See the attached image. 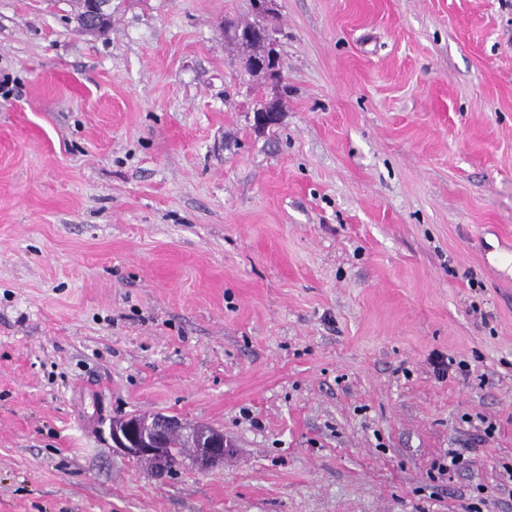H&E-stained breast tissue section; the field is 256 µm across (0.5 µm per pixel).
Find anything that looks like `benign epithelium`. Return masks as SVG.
<instances>
[{
  "instance_id": "7a95c632",
  "label": "benign epithelium",
  "mask_w": 512,
  "mask_h": 512,
  "mask_svg": "<svg viewBox=\"0 0 512 512\" xmlns=\"http://www.w3.org/2000/svg\"><path fill=\"white\" fill-rule=\"evenodd\" d=\"M79 29L87 35H98L111 21V0H82V8L76 16ZM227 33L242 47L254 42L265 46V53L258 59H252V65L265 76V84L273 88L280 86L282 72L277 50V30L268 25L259 30L250 27L230 26ZM263 106L254 108L255 124L264 129L278 120L280 109L276 97H262ZM178 432L192 448L189 460L199 470H209L224 465V461L235 455L231 442L224 439V433L194 426L186 421L164 414L146 417H129L112 422L110 435L112 447L129 458H144L163 467L169 463L168 436Z\"/></svg>"
}]
</instances>
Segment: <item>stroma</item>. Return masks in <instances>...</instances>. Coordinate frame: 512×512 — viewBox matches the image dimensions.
Masks as SVG:
<instances>
[{"label": "stroma", "mask_w": 512, "mask_h": 512, "mask_svg": "<svg viewBox=\"0 0 512 512\" xmlns=\"http://www.w3.org/2000/svg\"><path fill=\"white\" fill-rule=\"evenodd\" d=\"M233 17L0 0V512H512V0H278L264 130ZM156 413L236 456L113 450ZM111 0H82V8L76 21L79 29L87 35H98L111 21ZM261 102L263 106L254 108L255 124L258 128L264 129L278 120L280 109V102L278 97L267 98L262 95ZM175 432L187 440V446L192 448L190 463L199 470L222 466L224 460L235 455L234 446L224 439L223 432L189 425L174 416L129 417L113 421L110 428L112 448L129 458L150 459L156 467L170 463L167 439ZM475 462L476 457H471V455H467L465 457L463 452H460L456 448H451L448 449V452L446 454V460H443V462H435L434 468L438 471L440 475H445V473H448L451 470H469L473 466V463Z\"/></svg>", "instance_id": "1"}]
</instances>
